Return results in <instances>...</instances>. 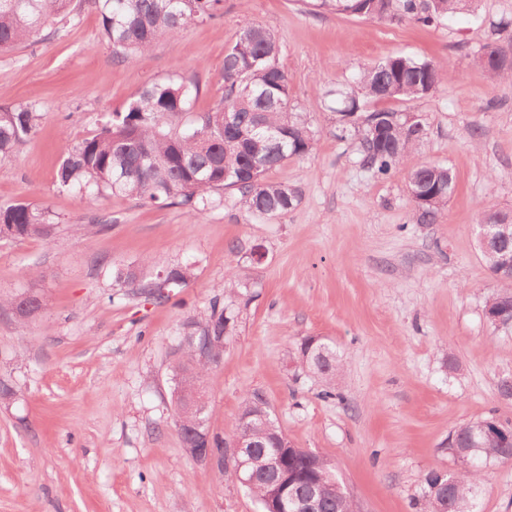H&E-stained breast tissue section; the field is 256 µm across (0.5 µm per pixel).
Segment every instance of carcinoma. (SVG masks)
I'll return each mask as SVG.
<instances>
[{
    "label": "carcinoma",
    "mask_w": 512,
    "mask_h": 512,
    "mask_svg": "<svg viewBox=\"0 0 512 512\" xmlns=\"http://www.w3.org/2000/svg\"><path fill=\"white\" fill-rule=\"evenodd\" d=\"M72 0H0V51L35 41L45 29L69 14ZM104 40L112 54L128 59L143 57L159 39L173 36L189 25L214 19L224 12V0H98ZM476 0H316V7L337 14L379 21H411L424 26L441 24L455 16L475 12ZM280 43L273 32L257 26L247 28L226 50L222 72L224 94L209 110L195 116L191 124L182 117L198 97V82L182 77L155 82L134 94L121 112L101 124L89 137L63 152L56 172L63 188L77 187L92 195L111 194L132 198L144 206L183 205L201 215L216 203L214 193L230 188L239 192L241 203L253 214L269 220L287 215L299 201L295 188L271 182L267 174L288 160L310 154L314 134L306 119L294 111L292 93L279 63ZM508 50L492 39L483 46L482 59L496 78L512 77ZM447 81V68L433 60L404 54L390 56L361 71L355 86L332 92L336 102L337 137L352 136L359 141L361 165L379 178L397 171L405 158L422 142L425 125L414 115L386 109H368L371 101H415L433 94ZM236 115L247 137L236 141L225 127V113ZM40 115L28 105L0 107V160L11 158L17 148L32 137ZM410 200L416 222L433 224L455 192V179L440 164L423 163L407 175ZM512 221V214L483 209L480 224ZM54 232L50 211L41 205L18 202L0 205V239H48ZM174 282L166 292L139 290L156 304L169 301L173 289L187 283L190 266H172ZM504 289L486 300L484 308L500 310L512 318V279L499 277ZM224 298H213L208 314L189 318L181 325L172 348L175 394L174 421L190 404L191 411L208 427L209 409L204 378L219 362L200 359L207 347L206 336L232 334L237 316L232 295L240 274L230 271ZM11 304L22 317L39 315L43 304L38 294L22 295ZM311 336L300 339L291 359L302 371L332 380L340 366L336 351L327 348L328 359L316 363L307 353H316L322 342L310 346ZM271 413L268 403L252 393L244 399L240 416L248 417L256 473L238 472L227 466L226 479H251L249 493L264 504L270 498L273 471L262 470L275 456L273 441L281 434L279 425L261 412ZM494 419L475 420L456 427L448 436V450L459 469L447 474L451 481L448 497L431 490L424 478L420 512H473L472 506L484 477V469L466 463L471 442L480 445L483 460L501 462L512 458V427L487 431ZM311 456L293 449L289 469L295 474L297 496L306 500L308 485L316 482L313 499L316 512H354L348 495L334 490L338 484L330 468L310 469Z\"/></svg>",
    "instance_id": "carcinoma-1"
}]
</instances>
